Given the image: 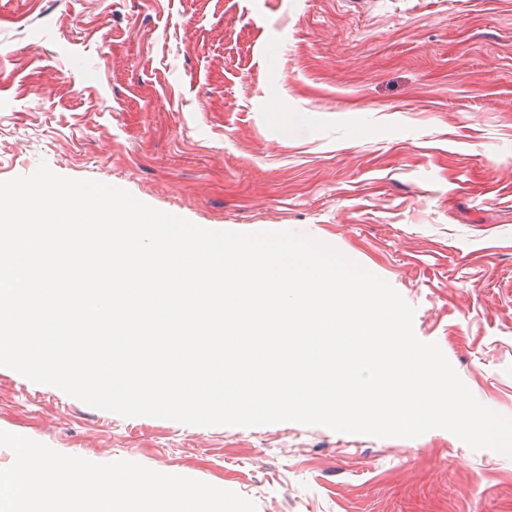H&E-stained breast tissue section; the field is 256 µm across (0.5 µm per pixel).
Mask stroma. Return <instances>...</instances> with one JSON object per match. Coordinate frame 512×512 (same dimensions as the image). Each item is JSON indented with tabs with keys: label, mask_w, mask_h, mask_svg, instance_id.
Returning <instances> with one entry per match:
<instances>
[{
	"label": "stroma",
	"mask_w": 512,
	"mask_h": 512,
	"mask_svg": "<svg viewBox=\"0 0 512 512\" xmlns=\"http://www.w3.org/2000/svg\"><path fill=\"white\" fill-rule=\"evenodd\" d=\"M42 161L325 241L512 416V0H0V180ZM0 430L257 512H512V458L440 428L126 418L0 368Z\"/></svg>",
	"instance_id": "obj_1"
}]
</instances>
